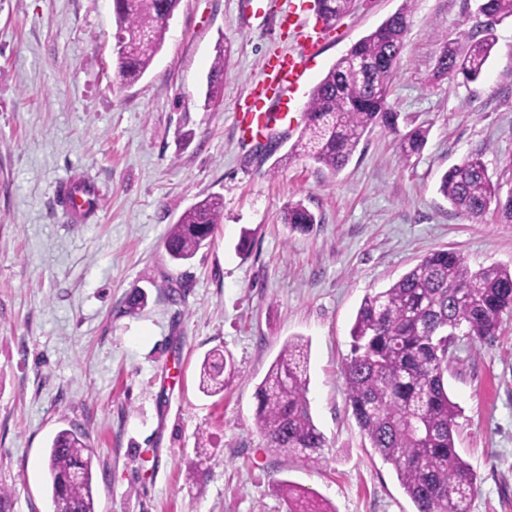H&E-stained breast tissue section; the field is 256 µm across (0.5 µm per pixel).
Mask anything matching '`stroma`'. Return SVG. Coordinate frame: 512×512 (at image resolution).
I'll use <instances>...</instances> for the list:
<instances>
[{
  "label": "stroma",
  "instance_id": "obj_1",
  "mask_svg": "<svg viewBox=\"0 0 512 512\" xmlns=\"http://www.w3.org/2000/svg\"><path fill=\"white\" fill-rule=\"evenodd\" d=\"M181 0L161 52L135 84L115 68L112 0H0V512H52L45 456L62 429L93 448L96 512H287L288 480L335 512H415L393 466L351 414L342 368L363 298L426 254L471 269L512 268V224L496 205L472 220L439 193L441 175L481 157L512 187V18L482 79L431 81L437 41L483 26L477 0H356L326 26L314 0ZM410 3L388 100L398 132L365 136L338 174L300 156L276 167L301 117L271 124L277 153L241 135L236 108L267 62L309 55L315 87L350 46ZM224 93L205 98L217 48ZM429 130L416 155L399 135ZM100 195L73 220L57 186ZM224 219L188 262L164 247L207 195ZM303 203L307 235L282 217ZM143 290L132 312L127 299ZM309 342L308 399L328 446L283 458L254 423L255 392L285 341ZM229 355L222 394L198 389L205 355ZM448 394L455 446L474 470L472 512H512V312L488 344L457 336ZM318 219L302 201L291 203L284 212L283 224L288 226L290 232L306 234L312 231Z\"/></svg>",
  "mask_w": 512,
  "mask_h": 512
}]
</instances>
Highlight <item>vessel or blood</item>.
<instances>
[{
  "mask_svg": "<svg viewBox=\"0 0 512 512\" xmlns=\"http://www.w3.org/2000/svg\"><path fill=\"white\" fill-rule=\"evenodd\" d=\"M305 74L306 61L299 55L291 54L271 63L264 92L254 96L238 113L244 132L259 133L272 121L287 118L294 95L306 83ZM57 195L61 205L78 217L96 209L99 203L96 191H80L69 182L58 186Z\"/></svg>",
  "mask_w": 512,
  "mask_h": 512,
  "instance_id": "vessel-or-blood-1",
  "label": "vessel or blood"
}]
</instances>
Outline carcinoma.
I'll use <instances>...</instances> for the list:
<instances>
[{
	"mask_svg": "<svg viewBox=\"0 0 512 512\" xmlns=\"http://www.w3.org/2000/svg\"><path fill=\"white\" fill-rule=\"evenodd\" d=\"M355 0H316L323 21L331 25L348 13ZM410 2L355 42L312 89L303 112V127L279 167L297 155L313 160L334 175L344 168L365 134L376 127L398 131L399 113L388 102ZM181 0H114L119 75L137 82L161 51L168 24ZM477 8L498 20L512 17V0H478ZM496 44L494 31L467 37L464 47L439 43L431 80H478ZM360 58L364 70L353 65ZM226 51L217 49L207 76L206 99L220 96ZM429 129L414 127L400 135L410 156L427 143ZM481 158L466 157L441 177L439 191L458 213L481 217L496 202L505 223H512V193L501 196ZM224 216V202L208 195L186 209L165 237L175 262L192 258ZM290 232L306 234L319 223L297 201L284 212ZM512 312V270L489 266L471 270L455 251L423 257L388 288L364 297L351 328L352 354L344 367L349 405L370 445L390 463L416 512H471L476 476L455 447L459 409L448 396V348L461 332L475 343L493 341L502 316ZM308 347L290 338L256 388L255 424L267 446L284 457L312 454L327 446L315 424L307 397ZM232 361L221 356L201 365L199 388L224 391L233 377ZM53 512H95L93 453L84 435L59 431L47 452ZM288 512H331L288 481L280 483Z\"/></svg>",
	"mask_w": 512,
	"mask_h": 512,
	"instance_id": "carcinoma-1",
	"label": "carcinoma"
}]
</instances>
